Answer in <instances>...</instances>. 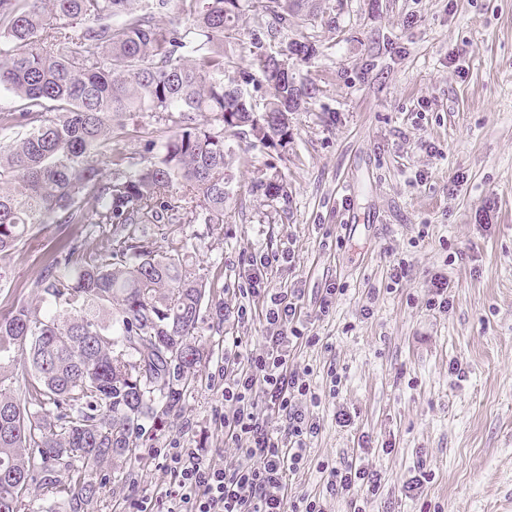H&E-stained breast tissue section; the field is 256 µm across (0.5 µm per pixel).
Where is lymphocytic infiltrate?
<instances>
[{
  "mask_svg": "<svg viewBox=\"0 0 512 512\" xmlns=\"http://www.w3.org/2000/svg\"><path fill=\"white\" fill-rule=\"evenodd\" d=\"M265 318L273 331L262 352L242 351L240 339L224 348V436L241 457L219 466L194 448H159L170 484L152 495L130 499L125 512H324L319 500L288 499V482L303 466L310 441L319 434L313 414L321 399L312 391L309 369L290 361L288 351L319 339L297 328L299 296L281 291L270 298ZM279 420L283 435L270 424Z\"/></svg>",
  "mask_w": 512,
  "mask_h": 512,
  "instance_id": "f902f5d3",
  "label": "lymphocytic infiltrate"
}]
</instances>
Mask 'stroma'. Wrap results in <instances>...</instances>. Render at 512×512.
<instances>
[{
  "mask_svg": "<svg viewBox=\"0 0 512 512\" xmlns=\"http://www.w3.org/2000/svg\"><path fill=\"white\" fill-rule=\"evenodd\" d=\"M287 39L317 56L294 62L298 82L319 88L290 115L286 146L226 137L224 221L151 227L159 246L183 240L192 273L224 303L197 336L205 359L180 411L146 430L138 457L102 472L85 512H122L127 498L168 484L156 448H196L217 464L235 456L218 417L224 340L259 350L269 332L263 297L237 316L251 274L264 288L301 295L299 329L319 337L292 349L322 398L321 431L293 476L292 496L324 512H353L317 468L352 461L376 471L366 512H512V0H305ZM168 132L131 116L116 144L145 157ZM288 186L272 202L258 181ZM82 224H40L0 266V304L40 273L47 251L85 237ZM406 275L392 282L394 264ZM447 311L429 309L437 276ZM341 292L328 314V284ZM343 380L330 395L327 371ZM349 414L350 426L337 420ZM425 462L434 479L416 497L404 483Z\"/></svg>",
  "mask_w": 512,
  "mask_h": 512,
  "instance_id": "35a3bbf8",
  "label": "stroma"
}]
</instances>
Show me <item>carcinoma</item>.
Here are the masks:
<instances>
[{"instance_id": "carcinoma-1", "label": "carcinoma", "mask_w": 512, "mask_h": 512, "mask_svg": "<svg viewBox=\"0 0 512 512\" xmlns=\"http://www.w3.org/2000/svg\"><path fill=\"white\" fill-rule=\"evenodd\" d=\"M302 0H0V261L38 224H93L49 256L0 310V512L34 492L69 512L97 493L94 475L137 455L145 426L182 407L204 351L196 336L206 283L185 245L158 248L156 224L224 223L226 112L280 115L263 145L288 144V113L316 98L279 70L306 61L310 41L283 42ZM177 14L166 27L157 15ZM248 11L250 72L224 42ZM263 90L262 106L247 86ZM150 112L170 135L146 164L125 160L112 134ZM105 158L111 170L100 166Z\"/></svg>"}]
</instances>
